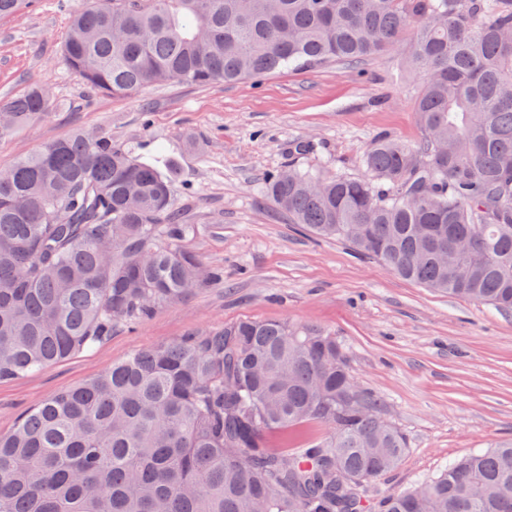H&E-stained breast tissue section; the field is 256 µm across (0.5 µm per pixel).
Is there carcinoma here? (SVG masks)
Listing matches in <instances>:
<instances>
[{
	"instance_id": "cac0c4a2",
	"label": "carcinoma",
	"mask_w": 512,
	"mask_h": 512,
	"mask_svg": "<svg viewBox=\"0 0 512 512\" xmlns=\"http://www.w3.org/2000/svg\"><path fill=\"white\" fill-rule=\"evenodd\" d=\"M30 0H0V18ZM410 35L418 145L387 137L365 178L296 167L265 192L311 234L399 277L512 311V0H91L62 61L90 90L258 78L359 63ZM0 102V135L52 108ZM173 184L104 134L0 171V380L106 340L220 276L181 242ZM336 336L241 319L138 350L40 401L0 435V512H512V446L477 450L373 504L402 431ZM332 434L275 448L272 435Z\"/></svg>"
}]
</instances>
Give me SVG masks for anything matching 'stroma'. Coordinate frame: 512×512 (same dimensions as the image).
Here are the masks:
<instances>
[{
  "mask_svg": "<svg viewBox=\"0 0 512 512\" xmlns=\"http://www.w3.org/2000/svg\"><path fill=\"white\" fill-rule=\"evenodd\" d=\"M84 3L36 0L0 21V101L42 82L54 104L47 117L0 135V170L79 132L107 134L139 159L159 158L175 186L173 206L193 227L185 247L222 278L135 326L113 328L91 349L1 381L0 434L36 403L137 350L253 318L334 332L354 381L405 434L401 463L370 481L371 500L512 442V313L401 279L344 242L312 236L265 193L269 173L297 164L296 141L320 142L313 162L321 169L361 176V157L378 136L421 140L406 46L355 66L332 61L233 83L102 96L61 60L67 16Z\"/></svg>",
  "mask_w": 512,
  "mask_h": 512,
  "instance_id": "obj_1",
  "label": "stroma"
}]
</instances>
